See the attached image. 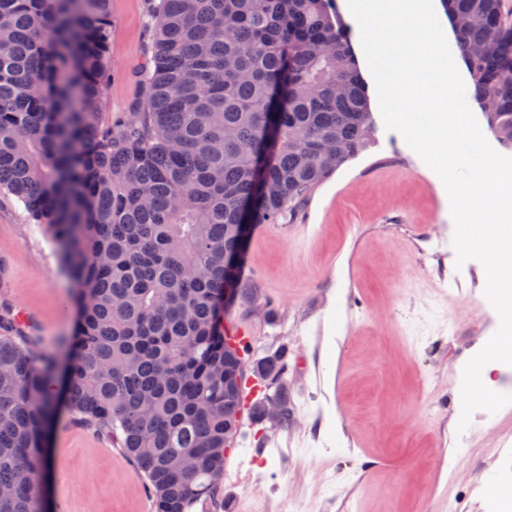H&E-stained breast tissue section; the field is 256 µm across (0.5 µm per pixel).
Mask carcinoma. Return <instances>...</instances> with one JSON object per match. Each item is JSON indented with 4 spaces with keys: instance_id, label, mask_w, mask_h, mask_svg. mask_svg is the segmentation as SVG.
I'll return each mask as SVG.
<instances>
[{
    "instance_id": "carcinoma-1",
    "label": "carcinoma",
    "mask_w": 512,
    "mask_h": 512,
    "mask_svg": "<svg viewBox=\"0 0 512 512\" xmlns=\"http://www.w3.org/2000/svg\"><path fill=\"white\" fill-rule=\"evenodd\" d=\"M475 100L512 147V18L442 0ZM111 0H0V195L43 227L72 282V333L38 355L0 311V512H44V434L112 437L154 512L224 485L247 388L224 343L227 274L252 295L238 224L294 222L368 149L374 121L333 0H148L141 98L106 111ZM288 346L256 361L281 376Z\"/></svg>"
}]
</instances>
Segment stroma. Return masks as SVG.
<instances>
[{"mask_svg":"<svg viewBox=\"0 0 512 512\" xmlns=\"http://www.w3.org/2000/svg\"><path fill=\"white\" fill-rule=\"evenodd\" d=\"M107 107L138 97L148 53L146 0H112ZM454 221L438 175L403 137L377 127L291 224L251 238L252 307L233 308L253 358L288 347V426L245 417L224 463V495L191 512H486L487 481L504 482L512 407L475 412L457 431L466 362L495 333L496 311L475 260L457 265ZM0 302L36 322V353L60 352L73 313L54 244L0 197ZM49 504L70 512H154L121 448L68 419L50 448Z\"/></svg>","mask_w":512,"mask_h":512,"instance_id":"obj_1","label":"stroma"}]
</instances>
